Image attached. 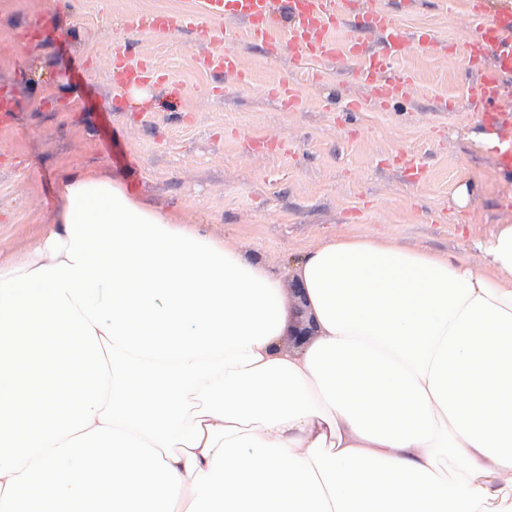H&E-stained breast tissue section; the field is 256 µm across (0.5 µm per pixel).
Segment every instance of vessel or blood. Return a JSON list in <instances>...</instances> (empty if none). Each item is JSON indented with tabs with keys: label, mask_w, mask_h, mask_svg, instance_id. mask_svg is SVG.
<instances>
[{
	"label": "vessel or blood",
	"mask_w": 512,
	"mask_h": 512,
	"mask_svg": "<svg viewBox=\"0 0 512 512\" xmlns=\"http://www.w3.org/2000/svg\"><path fill=\"white\" fill-rule=\"evenodd\" d=\"M409 0L392 4H366L365 0H205V15L191 11L142 13L127 18L129 30L139 34L182 33L197 48L198 69L221 73L246 85L251 76L232 45L239 34L266 52L289 47L308 81H322L331 63L348 69L353 81L367 92L366 97L346 99L343 111L353 113L371 108L386 112L409 101L418 91L414 74L391 73L390 68L406 50L420 53L451 52L425 31L410 32L398 22ZM467 13L475 23L473 34L463 45L471 61L483 63L478 77L463 76L466 97L475 123L492 131L498 164L512 178V111L504 101L512 96L506 82L512 76V0H469ZM223 18L225 50H211L214 31L211 18ZM112 85L120 91L166 86L167 79L148 59H133L130 49L112 53ZM289 112L302 111L306 102L296 84L282 81L267 87Z\"/></svg>",
	"instance_id": "vessel-or-blood-1"
}]
</instances>
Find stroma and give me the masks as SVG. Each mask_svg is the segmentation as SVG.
<instances>
[{
	"mask_svg": "<svg viewBox=\"0 0 512 512\" xmlns=\"http://www.w3.org/2000/svg\"><path fill=\"white\" fill-rule=\"evenodd\" d=\"M466 2L414 0L400 22L453 41L468 28ZM199 7L200 0H0V90L17 99L14 121L0 126L1 260L52 218L59 175L73 166L109 169L139 200L205 225L281 276L330 234L383 237L475 260L474 241L512 224V180L480 142L462 54L408 50L393 69L413 71L419 94L395 110L345 120L342 103L364 94L345 69L330 67L327 78L310 84L288 51L271 55L243 38L236 50L253 83L242 86L198 70L189 36L134 35L124 25L133 13ZM47 18L53 26L43 44H21V34ZM124 44L175 83L177 112L156 89L148 112L135 96L114 97L112 49ZM83 58L92 61L87 86L70 78ZM279 81L297 84L305 110L281 111L263 95ZM216 85L222 92L214 97ZM443 98L453 101L452 111H437ZM258 135L287 142V151L243 152L242 139ZM401 152L424 168L421 183L408 184L387 164ZM465 182L480 190L458 215L451 202Z\"/></svg>",
	"mask_w": 512,
	"mask_h": 512,
	"instance_id": "obj_1",
	"label": "stroma"
}]
</instances>
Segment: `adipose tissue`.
<instances>
[{
  "label": "adipose tissue",
  "mask_w": 512,
  "mask_h": 512,
  "mask_svg": "<svg viewBox=\"0 0 512 512\" xmlns=\"http://www.w3.org/2000/svg\"><path fill=\"white\" fill-rule=\"evenodd\" d=\"M0 262V512H512V224L479 261L331 236L281 279L63 171Z\"/></svg>",
  "instance_id": "obj_1"
}]
</instances>
